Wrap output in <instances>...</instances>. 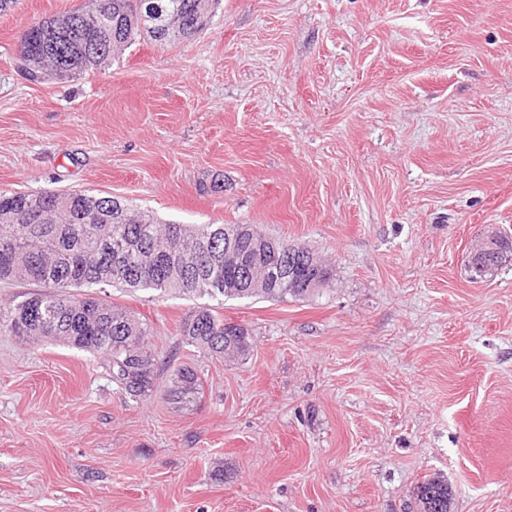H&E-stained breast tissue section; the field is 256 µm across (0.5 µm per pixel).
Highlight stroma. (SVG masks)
I'll use <instances>...</instances> for the list:
<instances>
[{"label":"stroma","mask_w":512,"mask_h":512,"mask_svg":"<svg viewBox=\"0 0 512 512\" xmlns=\"http://www.w3.org/2000/svg\"><path fill=\"white\" fill-rule=\"evenodd\" d=\"M0 15V191L112 196L177 224H255L334 268L306 300L105 289L152 334L133 399L103 354L32 343L0 288V512H512V0H219L192 41L33 83ZM200 306L245 326L183 346ZM191 367V402L164 397ZM497 235V234H496ZM485 242L483 246L474 250L469 258V269L473 279H482L485 275L502 266L507 259L512 258V238L497 235L496 247L491 252ZM224 321L208 307H200L180 326L182 343L189 347H202L225 360L246 356L251 348L248 330ZM448 484L444 480L429 478L418 487V501L423 512H449Z\"/></svg>","instance_id":"stroma-1"}]
</instances>
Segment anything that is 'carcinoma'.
Wrapping results in <instances>:
<instances>
[{
  "label": "carcinoma",
  "mask_w": 512,
  "mask_h": 512,
  "mask_svg": "<svg viewBox=\"0 0 512 512\" xmlns=\"http://www.w3.org/2000/svg\"><path fill=\"white\" fill-rule=\"evenodd\" d=\"M218 0H83L69 11L46 16L20 39L18 55L32 68L29 80L59 82L104 69L136 37L161 44L195 38ZM20 214L18 224H0V283L33 282L42 291L14 305L10 332L30 341L54 339L109 357L112 380L127 394L154 390L155 358L145 339L148 325L127 309L90 294L66 295L65 288L152 289L161 294L213 299L305 300L332 278L331 270L307 246L275 241L255 224H160L114 197L79 193L60 199L52 192L0 191V214ZM248 250L273 241L288 251L296 275L287 288L243 278L224 253V232ZM512 258V238L497 236L496 247L474 250L469 269L481 279ZM182 343L227 360L246 356L248 330L200 307L180 326ZM201 390L189 368L176 373L168 399L180 403ZM422 512H449L448 484L429 478L418 487Z\"/></svg>",
  "instance_id": "obj_1"
}]
</instances>
